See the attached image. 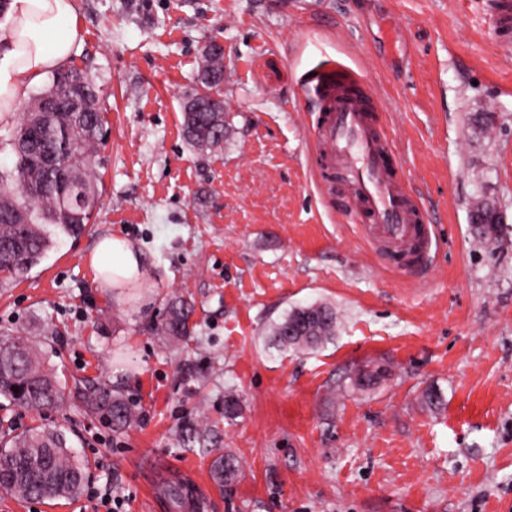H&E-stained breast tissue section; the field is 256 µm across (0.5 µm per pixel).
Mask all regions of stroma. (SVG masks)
<instances>
[{
  "label": "stroma",
  "mask_w": 512,
  "mask_h": 512,
  "mask_svg": "<svg viewBox=\"0 0 512 512\" xmlns=\"http://www.w3.org/2000/svg\"><path fill=\"white\" fill-rule=\"evenodd\" d=\"M484 4L77 0L70 64L104 100L99 206L81 235L0 287V336L37 342L68 402L0 398V441L63 430L85 489L111 491L116 512H171L162 491L184 469L204 487L201 512H512V38ZM213 39L232 117L216 151L182 132ZM331 61L369 80L437 226L425 276L386 269L317 186L321 116L303 79ZM481 200L502 216L489 246L471 223ZM104 234L147 261L145 287L122 302L86 260ZM172 294L195 306L184 344L155 330ZM316 301L338 313L331 342L308 354L268 344L271 323ZM380 366L376 386L352 388ZM89 381L121 389L137 423L116 432L86 415ZM187 420L215 429L217 445L184 447ZM227 451L240 473L221 489L211 465ZM0 512L105 510L84 490L0 492Z\"/></svg>",
  "instance_id": "1"
}]
</instances>
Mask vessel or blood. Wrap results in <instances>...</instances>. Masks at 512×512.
Wrapping results in <instances>:
<instances>
[{
    "label": "vessel or blood",
    "mask_w": 512,
    "mask_h": 512,
    "mask_svg": "<svg viewBox=\"0 0 512 512\" xmlns=\"http://www.w3.org/2000/svg\"><path fill=\"white\" fill-rule=\"evenodd\" d=\"M304 86L323 114L316 135L322 192L336 197L339 214L358 224L386 266L427 269L438 249L435 227L425 223L403 163L375 117L368 81L339 64L313 71Z\"/></svg>",
    "instance_id": "obj_1"
}]
</instances>
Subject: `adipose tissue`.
Segmentation results:
<instances>
[{"label":"adipose tissue","instance_id":"ef3b65f1","mask_svg":"<svg viewBox=\"0 0 512 512\" xmlns=\"http://www.w3.org/2000/svg\"><path fill=\"white\" fill-rule=\"evenodd\" d=\"M80 33L75 0H9L0 12V125L13 122L33 86L69 63ZM88 262L101 287L144 285L145 260L122 237H99Z\"/></svg>","mask_w":512,"mask_h":512}]
</instances>
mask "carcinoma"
Instances as JSON below:
<instances>
[{"label":"carcinoma","instance_id":"carcinoma-1","mask_svg":"<svg viewBox=\"0 0 512 512\" xmlns=\"http://www.w3.org/2000/svg\"><path fill=\"white\" fill-rule=\"evenodd\" d=\"M197 82L201 90L186 102L184 137L199 149L224 143L230 128L224 102L212 101L207 91L224 82V54L206 46ZM50 96L65 102L63 112L20 113L10 125L0 150L14 158L12 167L0 168V274L23 275L37 266L56 245L59 235L77 236L92 219L100 192L94 172L102 124L99 88L77 69H62L50 84L32 98ZM83 150L70 151L72 139ZM497 208L485 200L472 211L480 241L488 243L499 233ZM193 306L181 297L166 298V312L157 330L173 340L191 335ZM338 317L329 303L297 306L271 324L269 337L281 350L308 352L323 347L336 335ZM0 396L27 408L64 404L61 386L46 368L42 351L28 338L0 340ZM86 412L108 420L112 429L125 431L136 421L132 404L105 384L85 388ZM182 444L207 447L210 432L190 421L179 428ZM214 478L220 484L236 479L239 467L231 454L217 457ZM84 478V466L56 429L33 428L0 448V488L20 498L59 499L76 495ZM164 496L181 510L187 491L170 484Z\"/></svg>","mask_w":512,"mask_h":512}]
</instances>
